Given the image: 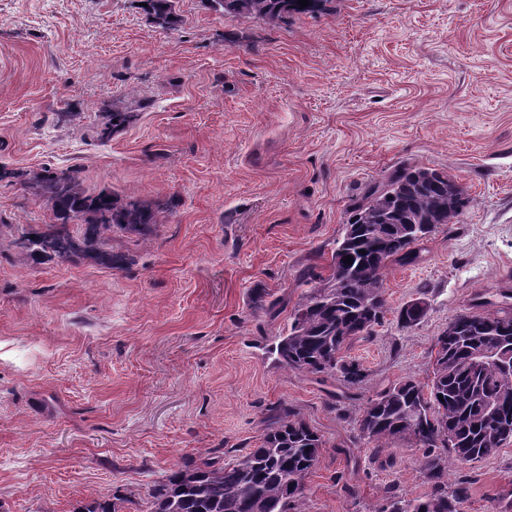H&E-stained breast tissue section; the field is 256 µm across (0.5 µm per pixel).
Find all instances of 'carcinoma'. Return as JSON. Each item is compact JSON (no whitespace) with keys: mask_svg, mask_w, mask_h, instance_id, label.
Listing matches in <instances>:
<instances>
[{"mask_svg":"<svg viewBox=\"0 0 512 512\" xmlns=\"http://www.w3.org/2000/svg\"><path fill=\"white\" fill-rule=\"evenodd\" d=\"M152 22L168 28L175 22L172 0H144ZM226 16L275 20L313 12L328 2L305 8L298 0H206ZM133 118L113 112L98 132L112 134ZM55 223L29 234L26 251L34 260L72 258L55 248L73 218H83L85 253L109 264L114 256L103 245L115 229L143 233L161 223L167 204L146 203L131 195L89 193L80 171L56 178L46 169L35 176ZM470 204L456 178L444 171L403 164L351 200L344 233L336 241L329 273L313 269L302 276L307 290L294 305L287 330L269 353L291 370L362 386L366 370L343 352L373 335L388 311L384 271L388 264L414 265L421 244L443 224H455ZM352 260L343 262V257ZM434 342L430 382L394 381L368 398L356 419L360 438L373 444L379 467L389 442L407 438L428 454L421 473L431 492L408 500L395 488L384 489L374 512H459L468 497L463 480L448 484V465L478 462L512 442V311L488 309L486 302L455 314ZM323 441L300 413L274 410L261 444L233 462L220 449L171 471L148 493L147 512H304L307 480L320 463ZM127 499L93 498L77 512H122Z\"/></svg>","mask_w":512,"mask_h":512,"instance_id":"cac0c4a2","label":"carcinoma"}]
</instances>
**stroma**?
I'll list each match as a JSON object with an SVG mask.
<instances>
[{
	"label": "stroma",
	"instance_id": "35a3bbf8",
	"mask_svg": "<svg viewBox=\"0 0 512 512\" xmlns=\"http://www.w3.org/2000/svg\"><path fill=\"white\" fill-rule=\"evenodd\" d=\"M174 9L163 29L140 0H0V166L77 168L89 192L170 206L148 235L113 231L122 265L35 262L14 241L53 214L31 179L0 182V512H73L92 492L143 512L184 462L260 445L280 404L325 443L306 512L426 495L424 448L395 440L378 468L356 418L388 383L427 382L449 319L512 278V0H328L277 22ZM115 109L132 121L97 139ZM404 163L471 202L419 264L388 265L384 322L345 353L367 372L349 401L267 349L351 198ZM419 297L425 318L400 327ZM463 477L462 512H512V444L449 468Z\"/></svg>",
	"mask_w": 512,
	"mask_h": 512
}]
</instances>
